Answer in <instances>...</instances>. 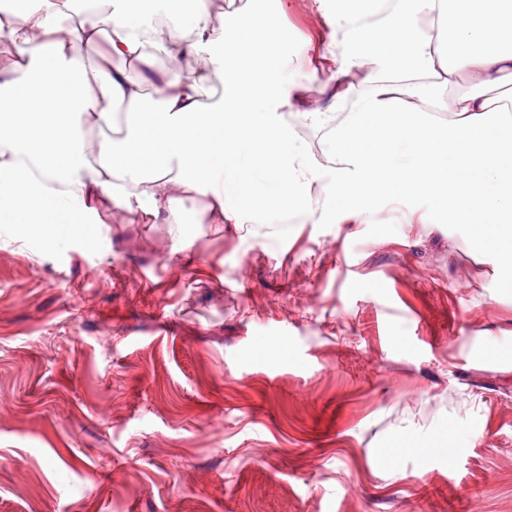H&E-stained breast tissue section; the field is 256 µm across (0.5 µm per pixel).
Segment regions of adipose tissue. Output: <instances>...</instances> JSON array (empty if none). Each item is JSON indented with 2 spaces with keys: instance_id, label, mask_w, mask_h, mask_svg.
Wrapping results in <instances>:
<instances>
[{
  "instance_id": "1",
  "label": "adipose tissue",
  "mask_w": 512,
  "mask_h": 512,
  "mask_svg": "<svg viewBox=\"0 0 512 512\" xmlns=\"http://www.w3.org/2000/svg\"><path fill=\"white\" fill-rule=\"evenodd\" d=\"M83 0V17L60 27L62 0H29L22 19L0 16V38L16 58L0 68V224L44 247L83 236L79 212L136 188V207L166 224L185 223L184 194L209 197L217 224H275L287 210L309 211L304 188L316 178L288 128V94L269 77L258 25L238 17L225 29L194 0ZM331 19L350 35L336 60L338 94L301 117L326 129L324 153L336 167L326 187L334 205L383 196L428 195L450 224H465L499 259L512 282V122L480 96L449 102L437 121L425 106L394 99L386 83L358 95L351 70L431 78L444 84L462 67L481 82L512 71V0H334ZM436 15L437 34L419 23ZM99 63L82 55L100 41ZM154 43L172 57L207 54L199 76L159 74L144 53ZM124 60L112 67L111 58ZM157 95L147 101L144 82ZM224 88L204 107L201 83ZM351 99L344 120L336 105ZM103 131L96 163L83 167L86 123Z\"/></svg>"
}]
</instances>
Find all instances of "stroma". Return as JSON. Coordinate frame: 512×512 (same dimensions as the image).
Masks as SVG:
<instances>
[{
    "instance_id": "obj_1",
    "label": "stroma",
    "mask_w": 512,
    "mask_h": 512,
    "mask_svg": "<svg viewBox=\"0 0 512 512\" xmlns=\"http://www.w3.org/2000/svg\"><path fill=\"white\" fill-rule=\"evenodd\" d=\"M333 0H211L260 18L315 107ZM414 102L512 80L465 70ZM297 224H164L114 198L93 241L0 234V512H512V286L414 196ZM462 430L454 458L416 441Z\"/></svg>"
}]
</instances>
